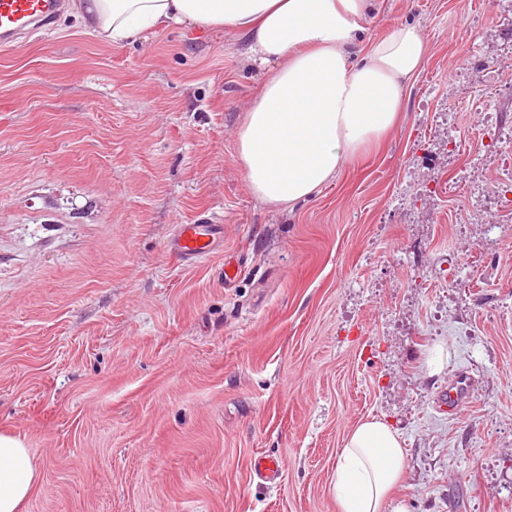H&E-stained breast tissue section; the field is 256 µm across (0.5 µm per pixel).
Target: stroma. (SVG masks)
<instances>
[{
    "mask_svg": "<svg viewBox=\"0 0 512 512\" xmlns=\"http://www.w3.org/2000/svg\"><path fill=\"white\" fill-rule=\"evenodd\" d=\"M77 7L0 47V433L41 475L26 512H337L368 417L403 443L392 505L512 512V0H382L371 35L428 42L403 118L289 207L237 159L267 72L234 30L112 44ZM206 222L223 252L165 251ZM224 246V227L220 224H179L169 242L167 252L187 265L218 253Z\"/></svg>",
    "mask_w": 512,
    "mask_h": 512,
    "instance_id": "35a3bbf8",
    "label": "stroma"
}]
</instances>
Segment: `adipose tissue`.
<instances>
[{"mask_svg": "<svg viewBox=\"0 0 512 512\" xmlns=\"http://www.w3.org/2000/svg\"><path fill=\"white\" fill-rule=\"evenodd\" d=\"M376 0H82V18L121 43L160 24L233 29L269 75L238 128L236 155L261 201L311 197L345 163L381 140L403 110V89L421 69L427 40L411 23L364 43ZM406 464L399 435L360 421L336 461L339 512H384ZM41 480L22 440L0 434V512H24Z\"/></svg>", "mask_w": 512, "mask_h": 512, "instance_id": "1", "label": "adipose tissue"}]
</instances>
